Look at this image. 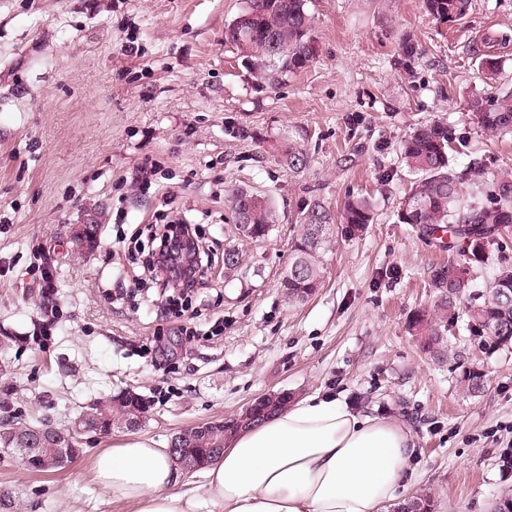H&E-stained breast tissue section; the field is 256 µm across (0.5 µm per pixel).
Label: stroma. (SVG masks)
I'll list each match as a JSON object with an SVG mask.
<instances>
[{"label": "stroma", "mask_w": 512, "mask_h": 512, "mask_svg": "<svg viewBox=\"0 0 512 512\" xmlns=\"http://www.w3.org/2000/svg\"><path fill=\"white\" fill-rule=\"evenodd\" d=\"M242 5L0 0V416L64 426L131 388L149 402L136 435L167 442L265 394L333 393L409 429L404 499L431 495L434 512H512L500 459L512 448V346L460 325L447 358L420 352L405 320L431 304V266L463 244L423 239L397 219L410 181L398 149L417 124L448 123L463 141L457 168L481 159L467 199H486L512 168V136L485 134L466 108L483 87V58L497 59L512 86V0H473L455 25L422 0H310L318 56L277 84L257 80L224 41ZM403 35L419 48L408 79ZM287 138L310 158L297 177L275 156ZM230 185L275 207L266 241L239 240ZM358 195L373 199V223L325 253L314 296L288 301L280 281L300 211ZM166 215L193 222L213 251V277L161 318L137 252L149 247L152 218ZM71 224L99 227L85 257ZM230 245L243 262L228 278ZM45 270L55 292L47 314ZM189 314L199 332L190 344L178 335ZM471 364L488 377L472 397L457 385ZM111 445L88 439L48 473L0 447V491L19 512H116L90 474L91 456Z\"/></svg>", "instance_id": "1"}]
</instances>
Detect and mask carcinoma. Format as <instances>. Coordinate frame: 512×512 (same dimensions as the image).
<instances>
[{
	"label": "carcinoma",
	"instance_id": "1",
	"mask_svg": "<svg viewBox=\"0 0 512 512\" xmlns=\"http://www.w3.org/2000/svg\"><path fill=\"white\" fill-rule=\"evenodd\" d=\"M426 10L442 23H455L467 17L472 0H423ZM224 41L233 46L255 77L276 81L278 77L306 68L317 53L312 34V18L307 0H243L238 15L224 27ZM468 111L478 127L492 135L512 134V90L497 93L476 91L468 101ZM456 137L441 121L423 123L401 142L399 159L415 175L402 201L397 218L421 237H444L467 242L468 249L457 258L438 264L429 271L433 288L432 310L416 311L406 321L407 332L421 350L442 360L448 355V328L466 318L473 336L488 335L499 345H512V267L501 268L485 285L474 283L472 263L482 260L485 247L512 224V169L495 177L487 201L465 204L461 187L480 174L481 167L458 169L450 156ZM280 160L291 175H300L309 165L308 155L294 142L277 146ZM235 215L239 238L266 239L275 222L268 198L240 187L225 189ZM374 220L372 203L365 197L350 198L338 215L318 201L308 203L301 213L300 229L291 244L288 283L281 284L290 301H303L321 286L322 256L337 236L356 238ZM460 389L476 395L485 388L480 368H468L459 379ZM146 412L130 396H114L97 402L92 415L114 429L138 419ZM39 425L11 416L0 421V446L15 448L34 437ZM179 447L202 466L224 451V436H203L187 428L174 436ZM396 512H433L431 498L416 497Z\"/></svg>",
	"mask_w": 512,
	"mask_h": 512
}]
</instances>
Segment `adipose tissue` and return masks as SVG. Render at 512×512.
Here are the masks:
<instances>
[{
	"label": "adipose tissue",
	"mask_w": 512,
	"mask_h": 512,
	"mask_svg": "<svg viewBox=\"0 0 512 512\" xmlns=\"http://www.w3.org/2000/svg\"><path fill=\"white\" fill-rule=\"evenodd\" d=\"M410 434L315 393L247 429L182 479L167 446L124 435L91 462L96 485L125 512H384L408 482Z\"/></svg>",
	"instance_id": "1"
}]
</instances>
